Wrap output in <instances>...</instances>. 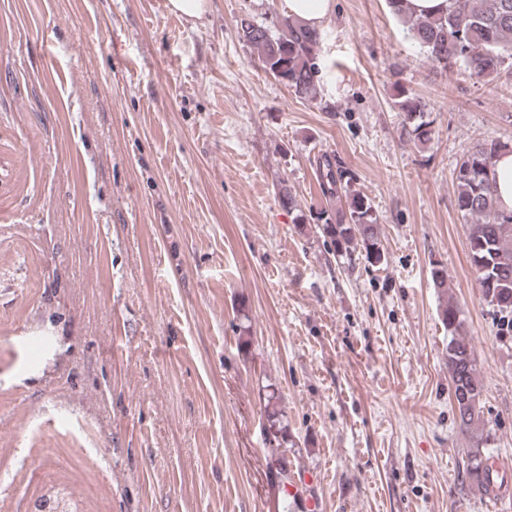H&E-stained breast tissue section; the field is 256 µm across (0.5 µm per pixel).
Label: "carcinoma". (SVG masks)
I'll list each match as a JSON object with an SVG mask.
<instances>
[{
	"mask_svg": "<svg viewBox=\"0 0 512 512\" xmlns=\"http://www.w3.org/2000/svg\"><path fill=\"white\" fill-rule=\"evenodd\" d=\"M407 29L432 61L442 78L455 71L477 82L504 75L512 78V0H454L448 14L432 17H403ZM238 36L257 53L261 68L285 84L299 98L316 100L324 85L320 60L322 33L283 19L277 32L251 21H243ZM394 107L402 112V129L417 145L426 147L433 140V121L423 103L403 86L395 88ZM512 153V143L500 140L478 141L470 145L454 168L456 206L467 222L469 259L476 273V285L497 316L498 331L512 337V264L486 270L485 261L493 254L512 255V211L503 215L497 205V172L494 157ZM323 195L336 200V217L319 216L322 230L331 239L336 255L349 258L357 252L372 265L385 261L378 233V216L371 199L354 188L353 171L320 158L317 167ZM442 322L448 326L445 360L449 382L469 394L468 403L454 413L463 435L476 439L481 422L484 386L478 363L465 336L460 311L451 299L440 309ZM278 396L270 392L265 408L269 424V442L280 447L286 443V426ZM489 469L488 457L476 448L468 455L465 473L476 481ZM35 512H78L66 494L57 492L40 497Z\"/></svg>",
	"mask_w": 512,
	"mask_h": 512,
	"instance_id": "carcinoma-1",
	"label": "carcinoma"
}]
</instances>
